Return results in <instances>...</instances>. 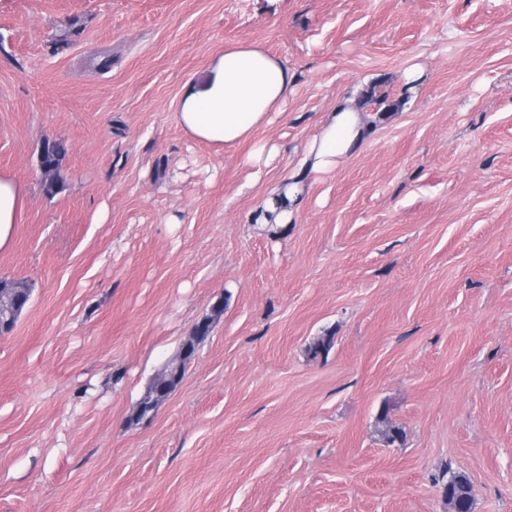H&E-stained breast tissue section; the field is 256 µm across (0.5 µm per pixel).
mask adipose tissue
Returning a JSON list of instances; mask_svg holds the SVG:
<instances>
[{"label":"adipose tissue","mask_w":512,"mask_h":512,"mask_svg":"<svg viewBox=\"0 0 512 512\" xmlns=\"http://www.w3.org/2000/svg\"><path fill=\"white\" fill-rule=\"evenodd\" d=\"M209 72L204 84L184 85L178 117L189 136L220 147L251 139L271 113L281 112L295 87V74L287 63L255 45L226 49L210 61ZM366 138L367 129L358 117L356 98L340 99L308 149L311 171L334 169L354 155ZM305 193L303 176L294 177L282 191L264 200L259 222L291 223ZM25 205L23 186L15 178L0 176V252L11 249Z\"/></svg>","instance_id":"adipose-tissue-1"}]
</instances>
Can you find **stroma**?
I'll use <instances>...</instances> for the list:
<instances>
[{
	"instance_id": "1",
	"label": "stroma",
	"mask_w": 512,
	"mask_h": 512,
	"mask_svg": "<svg viewBox=\"0 0 512 512\" xmlns=\"http://www.w3.org/2000/svg\"><path fill=\"white\" fill-rule=\"evenodd\" d=\"M233 45L296 74L260 172L178 121ZM348 94L363 149L258 223ZM0 175V512H512V0H0ZM67 154L64 141L54 140L43 144L39 154V167L46 171L44 187L47 192H57L62 186L60 168ZM306 193V182L301 173L282 191L269 196L260 208L257 221L261 224H289L300 208ZM26 198L24 187L15 179L0 176V252L11 249L17 224H22Z\"/></svg>"
}]
</instances>
